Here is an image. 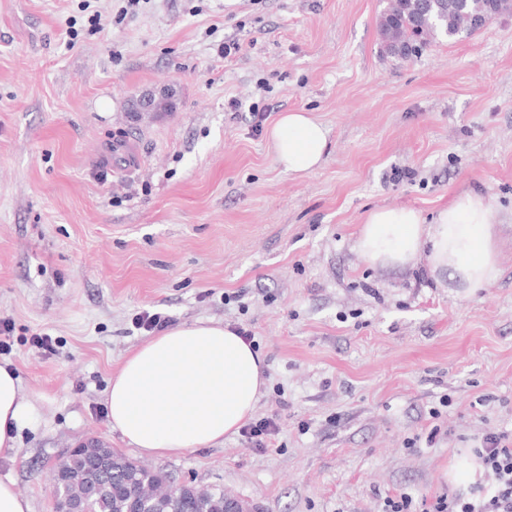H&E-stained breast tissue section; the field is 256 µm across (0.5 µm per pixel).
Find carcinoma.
Returning <instances> with one entry per match:
<instances>
[{"instance_id":"1","label":"carcinoma","mask_w":512,"mask_h":512,"mask_svg":"<svg viewBox=\"0 0 512 512\" xmlns=\"http://www.w3.org/2000/svg\"><path fill=\"white\" fill-rule=\"evenodd\" d=\"M413 2L386 0L379 15L381 49L390 57H397L400 47L419 54L438 40L470 36L469 21L475 13L493 10L501 16L512 12V0H448V9L435 7L416 23ZM70 466L79 471L81 481L75 483L61 475L57 490L83 500L87 512H224V490L192 485L174 490L166 475L111 448H82L72 456ZM145 489L152 492V499L143 505L137 499Z\"/></svg>"}]
</instances>
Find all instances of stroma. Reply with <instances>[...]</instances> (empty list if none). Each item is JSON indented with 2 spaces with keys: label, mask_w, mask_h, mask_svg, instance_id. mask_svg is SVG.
<instances>
[{
  "label": "stroma",
  "mask_w": 512,
  "mask_h": 512,
  "mask_svg": "<svg viewBox=\"0 0 512 512\" xmlns=\"http://www.w3.org/2000/svg\"><path fill=\"white\" fill-rule=\"evenodd\" d=\"M125 5L0 0V364L37 399L0 480L51 512L55 467L95 440L257 512L467 491L486 432L512 434V14L402 63L380 50L382 0ZM145 92L172 110L132 120ZM294 109L329 130L304 177L267 137ZM467 190L499 225L488 288L360 256L369 211L429 219ZM146 311L251 333L270 447L150 457L111 430L105 390Z\"/></svg>",
  "instance_id": "obj_1"
}]
</instances>
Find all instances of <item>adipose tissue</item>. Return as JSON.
Returning <instances> with one entry per match:
<instances>
[{
  "label": "adipose tissue",
  "mask_w": 512,
  "mask_h": 512,
  "mask_svg": "<svg viewBox=\"0 0 512 512\" xmlns=\"http://www.w3.org/2000/svg\"><path fill=\"white\" fill-rule=\"evenodd\" d=\"M275 160L305 176L323 162L328 130L309 112L282 113L270 130ZM498 229L489 200L464 191L432 222L408 207L371 210L357 246L383 269L423 265L437 285L472 294L501 275ZM266 379L264 360L229 326H174L134 349L106 390L112 429L141 454L166 456L223 443L252 418ZM35 410L10 366L0 365V455L16 457L18 432Z\"/></svg>",
  "instance_id": "obj_1"
}]
</instances>
